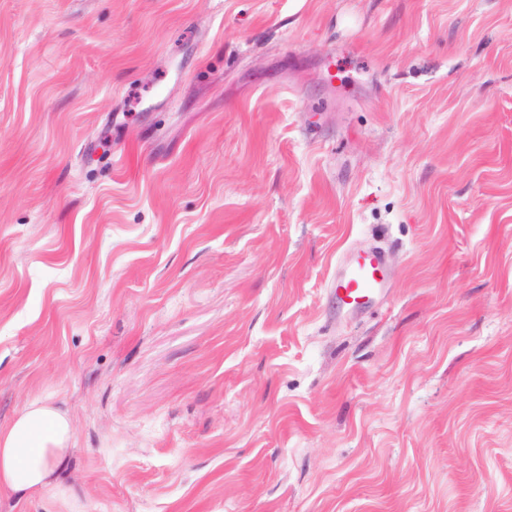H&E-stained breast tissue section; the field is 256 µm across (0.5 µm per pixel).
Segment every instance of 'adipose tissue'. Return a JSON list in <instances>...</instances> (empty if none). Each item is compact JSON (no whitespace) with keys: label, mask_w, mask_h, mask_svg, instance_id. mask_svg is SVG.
Returning <instances> with one entry per match:
<instances>
[{"label":"adipose tissue","mask_w":512,"mask_h":512,"mask_svg":"<svg viewBox=\"0 0 512 512\" xmlns=\"http://www.w3.org/2000/svg\"><path fill=\"white\" fill-rule=\"evenodd\" d=\"M75 442L69 415L50 401L26 404L0 426V487L17 500L62 495L58 476L69 467Z\"/></svg>","instance_id":"adipose-tissue-1"}]
</instances>
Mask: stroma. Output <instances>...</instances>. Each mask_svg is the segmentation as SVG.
Masks as SVG:
<instances>
[{
    "label": "stroma",
    "mask_w": 512,
    "mask_h": 512,
    "mask_svg": "<svg viewBox=\"0 0 512 512\" xmlns=\"http://www.w3.org/2000/svg\"><path fill=\"white\" fill-rule=\"evenodd\" d=\"M35 400L75 498L0 512H512V0H0V426ZM388 279L386 252L381 248L356 253L336 265L331 290L337 308L350 314H361L381 296Z\"/></svg>",
    "instance_id": "obj_1"
}]
</instances>
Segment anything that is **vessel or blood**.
<instances>
[{
	"mask_svg": "<svg viewBox=\"0 0 512 512\" xmlns=\"http://www.w3.org/2000/svg\"><path fill=\"white\" fill-rule=\"evenodd\" d=\"M388 279L387 257L381 248L356 253L340 263L331 282L339 310L360 314L381 296Z\"/></svg>",
	"mask_w": 512,
	"mask_h": 512,
	"instance_id": "obj_1",
	"label": "vessel or blood"
}]
</instances>
